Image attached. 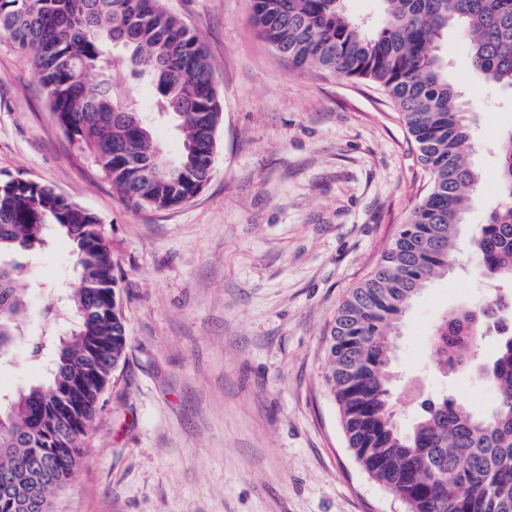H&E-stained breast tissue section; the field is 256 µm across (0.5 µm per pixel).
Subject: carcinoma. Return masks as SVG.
Masks as SVG:
<instances>
[{
	"mask_svg": "<svg viewBox=\"0 0 512 512\" xmlns=\"http://www.w3.org/2000/svg\"><path fill=\"white\" fill-rule=\"evenodd\" d=\"M345 2L253 0V22L294 66L381 87L418 147L430 189L338 307L325 385L348 447L371 478L403 496L408 512H512V331L482 365L496 393L489 415L462 398L426 399L404 429L392 372L401 317L430 280L460 263V227L481 180L468 106L448 81L441 44L455 29L475 72L512 90V0H379L372 27ZM0 30L32 57L64 134L125 203L183 205L209 180L221 102L200 38L161 0H0ZM116 70L151 85L148 109L129 105L128 91L112 82ZM156 114L182 138L175 159L155 138ZM496 183L499 202L469 238L490 292L431 333V355L447 373L480 358L487 310L512 311V131L501 142ZM50 228L71 244L77 277L48 313L74 325L32 344L33 359L50 347L53 368L10 394L0 420V512H51L53 494L85 458V435L127 345L106 228L52 187L8 175L0 178V350L13 352L24 336L21 258L45 245Z\"/></svg>",
	"mask_w": 512,
	"mask_h": 512,
	"instance_id": "carcinoma-1",
	"label": "carcinoma"
}]
</instances>
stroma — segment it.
I'll list each match as a JSON object with an SVG mask.
<instances>
[{
  "instance_id": "35a3bbf8",
  "label": "stroma",
  "mask_w": 512,
  "mask_h": 512,
  "mask_svg": "<svg viewBox=\"0 0 512 512\" xmlns=\"http://www.w3.org/2000/svg\"><path fill=\"white\" fill-rule=\"evenodd\" d=\"M252 0H164L209 57L223 121L212 176L173 209L125 205L72 148L32 61L0 33V175L53 187L96 215L112 239L128 347L87 454L53 512H407L347 446L323 382L330 324L376 266L427 189L418 148L375 86L299 70L258 34ZM448 77L470 105L483 174L459 238L496 206L512 92L474 73L449 31ZM24 337L0 363V392L38 380L29 356L47 308L74 278L71 246L28 255ZM486 288L467 263L434 278L404 314L393 368L408 427L424 395L487 413L482 376L446 375L428 350L434 325Z\"/></svg>"
}]
</instances>
